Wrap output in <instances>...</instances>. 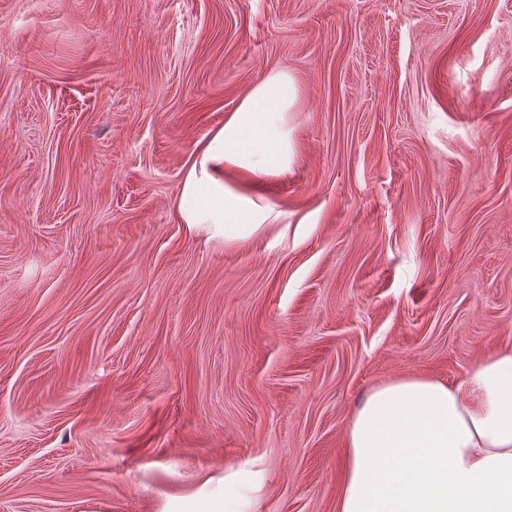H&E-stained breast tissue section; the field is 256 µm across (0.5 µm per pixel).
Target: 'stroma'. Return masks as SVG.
<instances>
[{
    "label": "stroma",
    "mask_w": 512,
    "mask_h": 512,
    "mask_svg": "<svg viewBox=\"0 0 512 512\" xmlns=\"http://www.w3.org/2000/svg\"><path fill=\"white\" fill-rule=\"evenodd\" d=\"M298 85L277 215L193 153ZM512 347V0H0V512H336L370 390ZM296 100L294 78L284 71L269 73L193 154L175 206L189 234L246 241L276 218L268 205L242 192L236 179L288 172L295 155L289 112Z\"/></svg>",
    "instance_id": "35a3bbf8"
}]
</instances>
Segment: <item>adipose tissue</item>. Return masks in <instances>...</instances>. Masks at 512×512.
<instances>
[{
    "label": "adipose tissue",
    "mask_w": 512,
    "mask_h": 512,
    "mask_svg": "<svg viewBox=\"0 0 512 512\" xmlns=\"http://www.w3.org/2000/svg\"><path fill=\"white\" fill-rule=\"evenodd\" d=\"M294 78L269 73L195 152L175 211L188 233L246 241L272 223L239 176H279L294 155ZM336 512H512V348L453 382L410 376L376 386L353 414Z\"/></svg>",
    "instance_id": "ef3b65f1"
}]
</instances>
